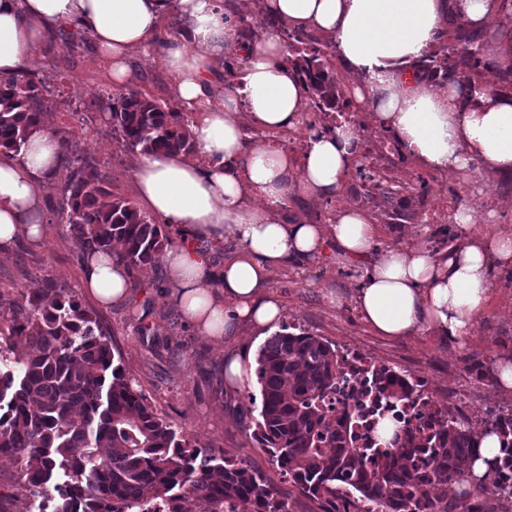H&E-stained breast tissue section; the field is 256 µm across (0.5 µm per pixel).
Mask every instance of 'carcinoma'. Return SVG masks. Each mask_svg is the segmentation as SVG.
<instances>
[{
  "instance_id": "1",
  "label": "carcinoma",
  "mask_w": 512,
  "mask_h": 512,
  "mask_svg": "<svg viewBox=\"0 0 512 512\" xmlns=\"http://www.w3.org/2000/svg\"><path fill=\"white\" fill-rule=\"evenodd\" d=\"M447 43L419 61L424 78L443 79L461 91L476 89L488 71L481 52L483 34L448 19ZM288 62L309 88V136L336 128L351 111L332 62L336 44L296 29H282ZM47 87L25 71L0 80V151L23 155L31 131L42 122ZM94 104L107 111L113 137L131 153H196L189 118L168 101L126 89L106 93ZM70 174L62 187L58 217L84 251L109 254L120 248L132 266L155 264L171 244L168 225L132 201L112 193L106 174L62 139ZM357 179L384 201L395 198L389 178L361 164ZM412 202L384 212L386 223L411 222L428 202L429 184L410 187ZM0 324V456L20 464L22 487L31 494L58 493L53 512H290L288 498L242 460L217 457L182 436L138 391L115 362L111 332L75 296L55 288H30L7 305ZM21 338L30 352L13 355ZM343 357L336 345L306 329L289 327L260 348L256 376L261 388L260 420L254 437L270 463L303 496L330 502L359 494L376 512H483L478 484L468 483L448 500L447 483L464 482L465 468L479 457L474 428L443 422L429 432L407 435L373 453V467L355 447V417H336L326 400ZM381 391L395 402L411 390L394 379ZM501 441L502 455L487 462V474L503 498L512 485L499 474L512 469V416L485 427ZM429 467L422 482L414 459Z\"/></svg>"
}]
</instances>
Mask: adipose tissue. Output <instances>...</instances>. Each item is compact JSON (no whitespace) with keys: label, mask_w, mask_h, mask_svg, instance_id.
Segmentation results:
<instances>
[{"label":"adipose tissue","mask_w":512,"mask_h":512,"mask_svg":"<svg viewBox=\"0 0 512 512\" xmlns=\"http://www.w3.org/2000/svg\"><path fill=\"white\" fill-rule=\"evenodd\" d=\"M173 8L183 27L168 36L162 61L174 77V105L193 119L197 152L137 153L131 166L144 207L184 230L162 255L183 316L219 343L243 326L276 327L283 307L267 287L272 270L333 245L345 260L370 262L354 303L377 335L430 332L466 344L486 311L493 268L512 264V228L483 234L475 209H459L449 216L457 242L438 254L423 242L375 251L372 216L350 206L326 223L309 222L301 206L342 193L360 136L344 123L299 156L270 140L308 117V89L287 60L278 27L333 39L372 124L419 165L512 179V89L495 76L512 63V37L485 44L494 68L475 92L414 75L422 56L443 42L449 16L491 32L512 8L503 0H0V79L28 69L46 34L64 29L88 32L113 85L125 86L133 79L130 54L154 44ZM257 8L275 25L244 40L242 22ZM237 55L245 59L238 77L221 86L225 60ZM61 151L45 119L23 157L0 153V252L22 237L40 240L45 178ZM227 237L237 247L214 266L208 246ZM81 286L102 305L123 303L127 261L114 253L87 257Z\"/></svg>","instance_id":"ef3b65f1"}]
</instances>
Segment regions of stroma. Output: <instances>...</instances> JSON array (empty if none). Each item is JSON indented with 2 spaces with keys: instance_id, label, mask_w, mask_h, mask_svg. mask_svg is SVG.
<instances>
[{
  "instance_id": "stroma-1",
  "label": "stroma",
  "mask_w": 512,
  "mask_h": 512,
  "mask_svg": "<svg viewBox=\"0 0 512 512\" xmlns=\"http://www.w3.org/2000/svg\"><path fill=\"white\" fill-rule=\"evenodd\" d=\"M73 41L68 47L61 39H53L31 65L35 77L50 90L47 115L73 149L108 174L114 193L136 199L131 154L112 139L103 112L90 106L94 96L113 88L107 67L89 35L75 34ZM131 67L136 88L170 98L173 77L163 68L158 51L135 52ZM68 172L63 162L50 178L41 240L23 237L0 253V302L20 300L22 292L36 286L67 289L83 306L95 310L110 329L114 354L120 355L134 387L162 418L216 456L248 462L270 477L287 496L291 512H323L322 505L301 495L276 471L252 436L261 404L256 377H249L246 386L235 392L225 386L228 358L256 359L262 338L247 328L232 344L198 335L165 292V273L159 263L131 269L132 289L123 304L97 305L82 290V249L67 225L57 219L59 189ZM430 179L433 205L440 210L427 238L432 251L445 249L448 213L442 205L452 188L467 206L491 211L495 223L512 226L511 180L481 186L476 179L436 171ZM363 274V268L338 259L331 248L313 259L275 269L269 288L282 302L284 325L308 329L340 349H359L377 363L400 369L425 384L442 402L467 401L475 428H482L494 412L512 406V389L504 391L480 380L469 364L473 355L490 361L502 353L503 341L512 339V266L495 269L487 312L463 346L432 334L376 335L361 321L353 302ZM144 320L154 324L153 335L140 334L139 324Z\"/></svg>"
}]
</instances>
